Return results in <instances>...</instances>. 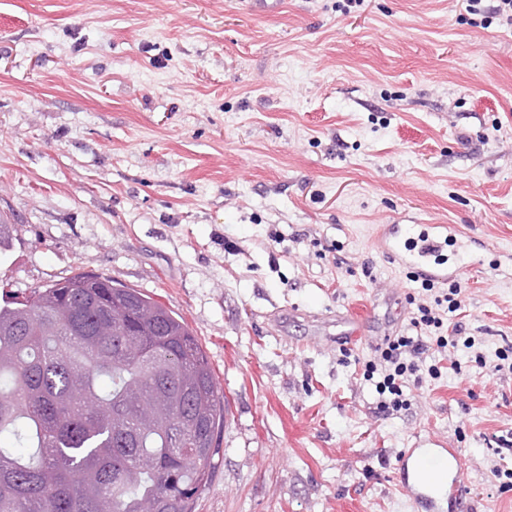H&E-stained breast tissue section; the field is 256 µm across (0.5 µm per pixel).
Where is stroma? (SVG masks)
Instances as JSON below:
<instances>
[{
    "instance_id": "35a3bbf8",
    "label": "stroma",
    "mask_w": 512,
    "mask_h": 512,
    "mask_svg": "<svg viewBox=\"0 0 512 512\" xmlns=\"http://www.w3.org/2000/svg\"><path fill=\"white\" fill-rule=\"evenodd\" d=\"M0 0V292L78 272L153 295L224 395L195 512H415L416 435L512 512V26L494 0ZM386 224H452L462 323L409 410L367 362L418 286ZM363 330L349 341L346 320Z\"/></svg>"
}]
</instances>
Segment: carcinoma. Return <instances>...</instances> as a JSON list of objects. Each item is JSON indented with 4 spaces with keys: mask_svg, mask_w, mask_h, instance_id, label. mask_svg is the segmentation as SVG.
I'll return each mask as SVG.
<instances>
[{
    "mask_svg": "<svg viewBox=\"0 0 512 512\" xmlns=\"http://www.w3.org/2000/svg\"><path fill=\"white\" fill-rule=\"evenodd\" d=\"M224 396L165 305L77 273L0 302V512H193Z\"/></svg>",
    "mask_w": 512,
    "mask_h": 512,
    "instance_id": "carcinoma-1",
    "label": "carcinoma"
}]
</instances>
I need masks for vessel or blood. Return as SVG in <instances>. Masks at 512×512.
<instances>
[{"label":"vessel or blood","instance_id":"vessel-or-blood-1","mask_svg":"<svg viewBox=\"0 0 512 512\" xmlns=\"http://www.w3.org/2000/svg\"><path fill=\"white\" fill-rule=\"evenodd\" d=\"M407 231L410 248H402L392 238H385L386 250L399 253L401 261L421 275L444 283L462 276L466 267H444L437 255L455 226L438 232L433 224H411ZM397 485L408 494L417 512H458L463 498V458L459 449L447 441L428 435L416 436L411 447L404 449L396 468Z\"/></svg>","mask_w":512,"mask_h":512}]
</instances>
